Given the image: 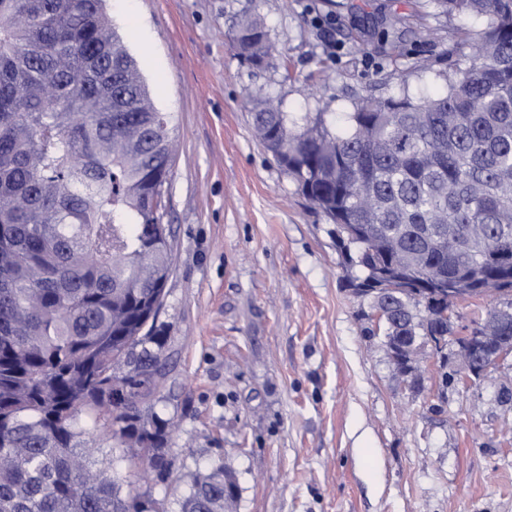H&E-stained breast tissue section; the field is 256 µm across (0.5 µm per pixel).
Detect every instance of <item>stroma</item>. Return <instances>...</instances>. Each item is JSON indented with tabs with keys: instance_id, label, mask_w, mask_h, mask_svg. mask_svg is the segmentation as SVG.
Masks as SVG:
<instances>
[{
	"instance_id": "obj_1",
	"label": "stroma",
	"mask_w": 512,
	"mask_h": 512,
	"mask_svg": "<svg viewBox=\"0 0 512 512\" xmlns=\"http://www.w3.org/2000/svg\"><path fill=\"white\" fill-rule=\"evenodd\" d=\"M253 8L287 69L231 48L235 14ZM381 9L413 17L416 0H106L174 142L157 320L174 355L154 407L173 467L114 475L171 512L215 463L238 486L231 512H512V359L467 381L456 345L425 342L403 377L370 301L345 285L355 270L331 222L252 131L269 94L338 120L403 79L443 93L453 35L482 19L413 18L394 52Z\"/></svg>"
}]
</instances>
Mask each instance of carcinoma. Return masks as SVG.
Masks as SVG:
<instances>
[{"label":"carcinoma","instance_id":"carcinoma-1","mask_svg":"<svg viewBox=\"0 0 512 512\" xmlns=\"http://www.w3.org/2000/svg\"><path fill=\"white\" fill-rule=\"evenodd\" d=\"M415 16H479L457 37L446 92L351 101L345 124L318 109L298 118L271 96L255 132L297 191L356 237L341 252L362 275L390 272L400 247L412 271L392 274L369 299L386 336L414 331L448 345V289L510 288L512 271V0H423ZM394 49L408 19L376 20ZM230 39L240 61L271 64L262 18L240 14ZM172 138L103 0H0V512H170L150 494H124L108 471L92 484L83 436L141 432L149 447L120 457L130 469L171 471L170 422L154 411L170 358L151 325L140 358L159 387L126 384L115 412L112 360L125 337L112 320H141L156 274L173 263L158 212L171 171ZM194 481L180 512L223 496Z\"/></svg>","mask_w":512,"mask_h":512}]
</instances>
